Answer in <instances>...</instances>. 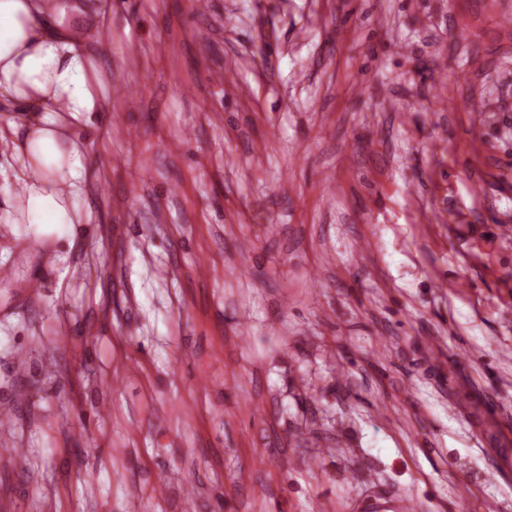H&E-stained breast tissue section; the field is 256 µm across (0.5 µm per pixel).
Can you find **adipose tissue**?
I'll return each mask as SVG.
<instances>
[{
    "mask_svg": "<svg viewBox=\"0 0 512 512\" xmlns=\"http://www.w3.org/2000/svg\"><path fill=\"white\" fill-rule=\"evenodd\" d=\"M80 0H0V97L34 113L14 163L0 166L6 189L22 201L20 224H80L77 199L87 178L86 156L64 143L58 113L73 119L99 111L96 68L76 40L71 17Z\"/></svg>",
    "mask_w": 512,
    "mask_h": 512,
    "instance_id": "1",
    "label": "adipose tissue"
}]
</instances>
